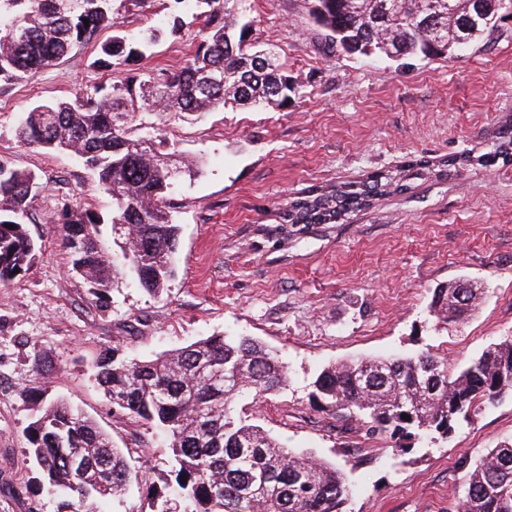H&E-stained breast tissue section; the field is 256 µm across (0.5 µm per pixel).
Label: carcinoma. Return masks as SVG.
I'll return each mask as SVG.
<instances>
[{"instance_id":"cac0c4a2","label":"carcinoma","mask_w":512,"mask_h":512,"mask_svg":"<svg viewBox=\"0 0 512 512\" xmlns=\"http://www.w3.org/2000/svg\"><path fill=\"white\" fill-rule=\"evenodd\" d=\"M130 0H0V81L14 83L55 65L106 28L95 64L135 66L165 30L149 28L130 38L119 15ZM210 7L206 33L177 73L147 83L131 70L125 83L79 90L66 100L39 102L16 129L28 147L65 151L81 160L97 186L112 197V232L125 240L129 270L141 288L159 293L175 274L179 225L169 194L199 168L169 163L155 142L138 133L136 120L153 112L196 116L227 105L281 109L299 85L272 53L250 43V24L234 12L237 0H195ZM314 22L328 41L350 54L401 59L451 54L512 17V0H484V18L467 22L472 0H433L444 14L433 31L419 25L428 0H313ZM25 20L27 36L13 42L9 27ZM89 24H84L83 19ZM392 179L377 174L290 204L286 223L329 224L370 205ZM42 183L31 171L0 161V284L23 278L38 250L26 224ZM61 242L70 271L101 302L119 271L99 237L103 218L90 209L60 215ZM477 291L465 300L455 284L434 291L430 312L443 322L474 310ZM97 381L112 406L128 418L163 431L174 462L172 488L188 512H341L349 494L335 466L279 445L260 426L233 417L239 399H259L286 383L285 366L258 340L213 335L150 359L104 355ZM311 393L327 410L369 425L372 433L402 442L448 436L469 418L472 406L493 404L512 391V340L487 348L457 373L429 352L410 357H365L323 370ZM410 420L403 419V415ZM29 453L48 485L62 491L68 512H96L97 503L122 494L143 474L90 418L63 401L49 402L25 430ZM96 476L109 465L106 491L85 496L74 489L73 461ZM462 512H512V444L491 449L475 464L460 499Z\"/></svg>"}]
</instances>
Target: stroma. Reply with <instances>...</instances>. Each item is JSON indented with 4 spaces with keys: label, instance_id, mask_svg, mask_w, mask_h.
Segmentation results:
<instances>
[{
    "label": "stroma",
    "instance_id": "stroma-1",
    "mask_svg": "<svg viewBox=\"0 0 512 512\" xmlns=\"http://www.w3.org/2000/svg\"><path fill=\"white\" fill-rule=\"evenodd\" d=\"M311 0H237L251 38L273 51L299 84L288 107L219 108L196 119L151 115L152 134L202 162L170 194L180 235L174 278L160 295L124 274L98 305L69 271L56 219L89 208L115 262L122 240L107 219L112 199L82 161L18 142L21 115L41 100L120 84L125 67L94 66L97 43L73 48L33 78L0 85V160L45 186L28 231L38 244L18 283L0 286V512H61L43 486L25 428L38 401L61 398L97 421L132 469L146 472L99 512H173L164 437L119 414L98 386L96 363L115 350L133 358L217 334L261 340L287 371L285 389L241 399L236 415L283 446L341 469L343 512H456L472 465L512 439V394L473 406L448 437L370 434L319 409L311 383L329 364L428 351L457 371L489 345L512 339V162L484 161L512 126V18L454 55L399 61L329 45ZM170 0H139L121 15L137 35L167 25ZM190 0L183 25L140 63L142 77L179 71L205 32ZM403 173L401 187L332 224H289L299 197ZM465 279L484 294L464 321L428 311L435 288ZM40 352L46 374L32 354Z\"/></svg>",
    "mask_w": 512,
    "mask_h": 512
}]
</instances>
